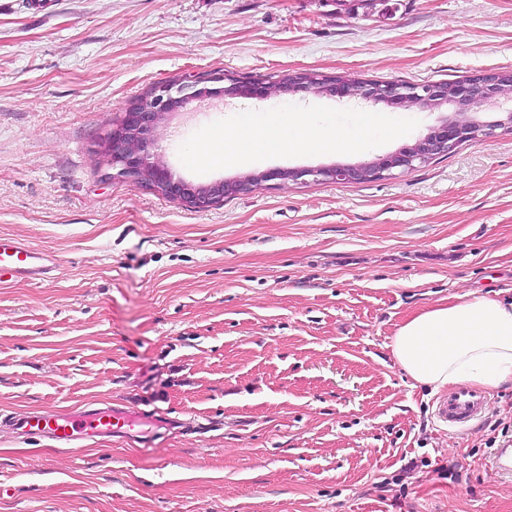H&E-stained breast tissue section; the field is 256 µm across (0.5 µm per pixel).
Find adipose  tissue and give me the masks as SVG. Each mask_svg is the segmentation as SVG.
<instances>
[{
    "label": "adipose tissue",
    "mask_w": 512,
    "mask_h": 512,
    "mask_svg": "<svg viewBox=\"0 0 512 512\" xmlns=\"http://www.w3.org/2000/svg\"><path fill=\"white\" fill-rule=\"evenodd\" d=\"M396 365L437 392L461 384H512V301L453 295L412 313L391 338Z\"/></svg>",
    "instance_id": "adipose-tissue-1"
}]
</instances>
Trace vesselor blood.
<instances>
[{
	"instance_id": "vessel-or-blood-1",
	"label": "vessel or blood",
	"mask_w": 512,
	"mask_h": 512,
	"mask_svg": "<svg viewBox=\"0 0 512 512\" xmlns=\"http://www.w3.org/2000/svg\"><path fill=\"white\" fill-rule=\"evenodd\" d=\"M54 268L51 256L20 240L0 235V280L24 278L41 280ZM488 397L477 388H459L439 397L434 417L438 424L451 430L465 431L482 421ZM139 415L123 407L109 410L78 409L60 412L46 409L11 417L7 425L19 436H45L61 445H71L77 436L108 433L121 435L133 430ZM488 465L505 480H512V445L495 449Z\"/></svg>"
}]
</instances>
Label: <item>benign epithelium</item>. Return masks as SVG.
Listing matches in <instances>:
<instances>
[{
	"label": "benign epithelium",
	"mask_w": 512,
	"mask_h": 512,
	"mask_svg": "<svg viewBox=\"0 0 512 512\" xmlns=\"http://www.w3.org/2000/svg\"><path fill=\"white\" fill-rule=\"evenodd\" d=\"M224 86H219V83ZM218 87L210 88L208 84ZM314 93L332 97L361 98L391 107L415 105L435 110L444 106L451 112L413 144L403 146L370 162L293 168H277L258 174L263 181L309 183L332 181L358 183L392 176L418 164L453 153L463 143L492 137L496 130H512V71H489L463 81L402 84L395 81H361L348 76L290 75L272 82L240 81L228 74L162 82L151 92L125 108L118 124L100 144L106 160L104 176L136 186H145L167 199L194 209L207 210L224 202L227 195L252 191V177L213 181L195 185L176 176L155 152L156 134L162 121L188 104L215 97H248L264 100L281 93ZM495 108L497 118L484 121L481 112Z\"/></svg>",
	"instance_id": "1"
}]
</instances>
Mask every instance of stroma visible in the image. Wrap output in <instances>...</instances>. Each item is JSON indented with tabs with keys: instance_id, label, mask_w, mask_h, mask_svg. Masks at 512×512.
<instances>
[{
	"instance_id": "stroma-1",
	"label": "stroma",
	"mask_w": 512,
	"mask_h": 512,
	"mask_svg": "<svg viewBox=\"0 0 512 512\" xmlns=\"http://www.w3.org/2000/svg\"><path fill=\"white\" fill-rule=\"evenodd\" d=\"M512 71V0H0V235L50 253L0 284V417L142 411L131 439L60 448L0 431V512H512L487 465L512 441V387L480 426L440 427L389 348L410 313L512 298V132L362 183L265 182L206 211L106 182L98 144L164 81L315 71L456 82ZM322 105L413 118L355 154L413 144L440 111L312 93L192 104L181 145L245 108Z\"/></svg>"
}]
</instances>
